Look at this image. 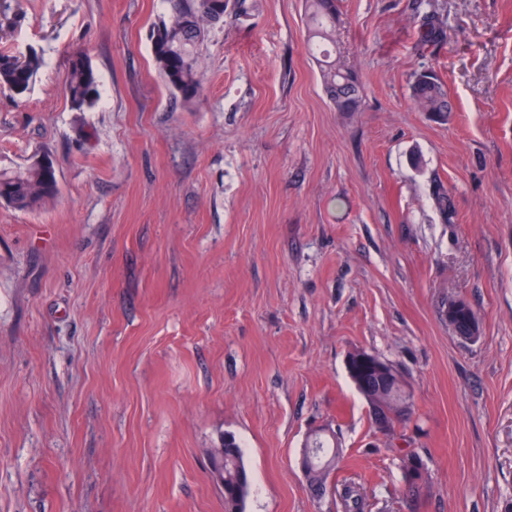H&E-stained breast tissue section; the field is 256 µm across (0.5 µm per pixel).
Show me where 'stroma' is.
Wrapping results in <instances>:
<instances>
[{
    "label": "stroma",
    "instance_id": "35a3bbf8",
    "mask_svg": "<svg viewBox=\"0 0 512 512\" xmlns=\"http://www.w3.org/2000/svg\"><path fill=\"white\" fill-rule=\"evenodd\" d=\"M0 52L43 58L0 92V170L50 156L58 193L0 200V512H224L209 453L252 476L245 512H502L512 501V0H339L335 57L364 86L339 112L304 48L305 0H227L203 98L155 68L164 0H5ZM435 16L443 38L427 41ZM84 53L96 105L65 90ZM448 88L437 123L413 73ZM444 185L453 213L435 201ZM465 299L476 339L445 312ZM413 402L374 428L350 351ZM343 457L315 497L307 439ZM429 479L409 509L400 457ZM410 97L420 112L434 116L436 121L448 119V112H453V103L445 84L433 73L417 72L409 84ZM336 492L343 512L364 511V499L355 485L345 483L341 485V488L336 486Z\"/></svg>",
    "mask_w": 512,
    "mask_h": 512
}]
</instances>
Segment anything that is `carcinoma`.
Returning <instances> with one entry per match:
<instances>
[{
    "label": "carcinoma",
    "mask_w": 512,
    "mask_h": 512,
    "mask_svg": "<svg viewBox=\"0 0 512 512\" xmlns=\"http://www.w3.org/2000/svg\"><path fill=\"white\" fill-rule=\"evenodd\" d=\"M169 20L155 25L151 34V48L155 65L168 88L181 94L187 102L203 93L200 70L201 45L208 27L224 20V0H165ZM308 51L315 42H336L340 24L338 0H307ZM42 66L36 53L26 56L0 53V89L16 96L27 93ZM325 93L338 112H358L363 104L364 88L355 71L338 59L327 61L321 67ZM410 97L416 108L436 120H448L453 103L445 84L433 73L417 72L409 84ZM67 91L72 108L84 112L98 100L97 78L86 56L79 53L71 62ZM57 192L53 161L41 157L31 164L13 170L0 171V198L19 210L35 209L52 199ZM448 325L464 338L479 335V322L471 305L448 300ZM350 377L359 393L369 404H378L386 410L391 428L405 422L401 405L410 403L401 378L378 371L373 360H353ZM306 451L313 455L308 472L310 488L321 495L326 490L330 474L336 468V449L325 446L315 437ZM210 465L224 471V483L219 485L224 494L225 512H244L251 487V476L244 463L242 446L237 437L224 434L223 451L210 456ZM401 469L406 496L416 502L428 481L427 468L416 454L408 452L401 457ZM342 512H364V499L359 489L350 483L336 488Z\"/></svg>",
    "instance_id": "cac0c4a2"
}]
</instances>
